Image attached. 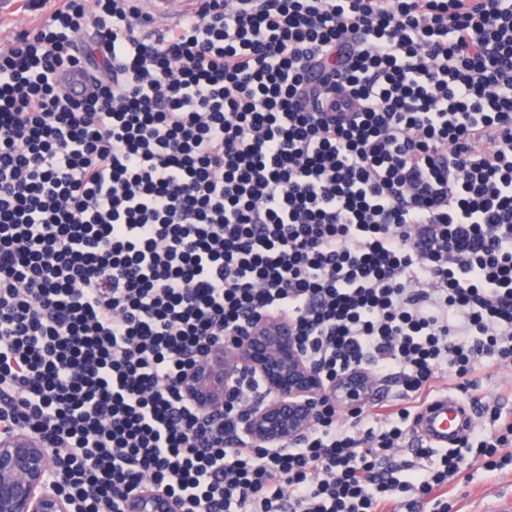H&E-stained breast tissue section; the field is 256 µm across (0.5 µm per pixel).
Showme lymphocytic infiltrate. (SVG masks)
<instances>
[{
    "label": "lymphocytic infiltrate",
    "mask_w": 512,
    "mask_h": 512,
    "mask_svg": "<svg viewBox=\"0 0 512 512\" xmlns=\"http://www.w3.org/2000/svg\"><path fill=\"white\" fill-rule=\"evenodd\" d=\"M291 324L327 378L296 441L240 430L181 377L252 323ZM512 365V0H54L0 45V431L42 436L74 512H449L512 464L475 395ZM489 417L416 443L445 387ZM368 428H361L363 417ZM144 9L161 25L171 24L183 17L193 0H143Z\"/></svg>",
    "instance_id": "lymphocytic-infiltrate-1"
}]
</instances>
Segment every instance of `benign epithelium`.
<instances>
[{
	"label": "benign epithelium",
	"instance_id": "benign-epithelium-1",
	"mask_svg": "<svg viewBox=\"0 0 512 512\" xmlns=\"http://www.w3.org/2000/svg\"><path fill=\"white\" fill-rule=\"evenodd\" d=\"M262 383L266 397L241 421V430L265 445L290 442L309 428L325 398L356 407L370 397V372L356 369L325 380L304 355L294 331L276 320H261L224 349L212 350L181 379V389L204 413L224 409L242 368ZM50 476L43 439L23 430L0 434V512H71Z\"/></svg>",
	"mask_w": 512,
	"mask_h": 512
}]
</instances>
